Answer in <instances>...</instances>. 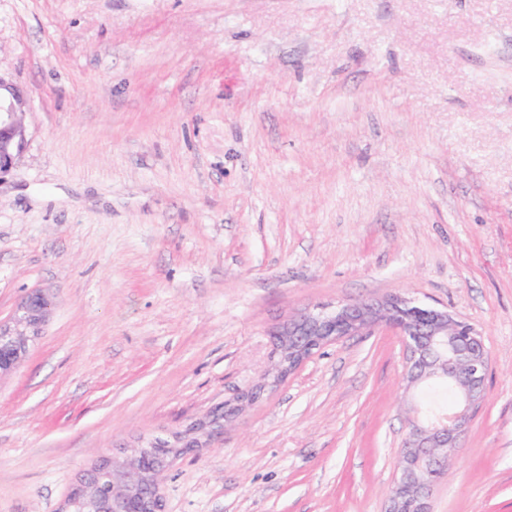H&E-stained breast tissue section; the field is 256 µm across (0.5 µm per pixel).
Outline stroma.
<instances>
[{
	"mask_svg": "<svg viewBox=\"0 0 512 512\" xmlns=\"http://www.w3.org/2000/svg\"><path fill=\"white\" fill-rule=\"evenodd\" d=\"M0 75L29 104L0 321L53 301L0 378V512L217 414L163 512H387L421 397L395 331L273 365L390 294L488 355L430 512H512V0H0Z\"/></svg>",
	"mask_w": 512,
	"mask_h": 512,
	"instance_id": "obj_1",
	"label": "stroma"
}]
</instances>
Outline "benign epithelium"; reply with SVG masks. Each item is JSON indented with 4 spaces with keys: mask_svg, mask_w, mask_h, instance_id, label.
<instances>
[{
    "mask_svg": "<svg viewBox=\"0 0 512 512\" xmlns=\"http://www.w3.org/2000/svg\"><path fill=\"white\" fill-rule=\"evenodd\" d=\"M26 109L20 91L0 77V175L16 166L24 153ZM50 305L38 289L21 303L11 323H0V377L20 364L30 343L40 336ZM380 326L401 336L410 383L445 379L459 394V402L448 412L412 422L397 463L389 512H429L425 495L436 484L431 473L459 449V436L482 401L488 358L473 327L446 311L401 296L340 303L330 312L305 315L277 333V379L286 378L321 346ZM165 463L166 457L155 449L140 448L125 478L112 482L105 494L98 475L113 469L112 459H105L72 484L59 512H160L154 476Z\"/></svg>",
    "mask_w": 512,
    "mask_h": 512,
    "instance_id": "benign-epithelium-1",
    "label": "benign epithelium"
}]
</instances>
